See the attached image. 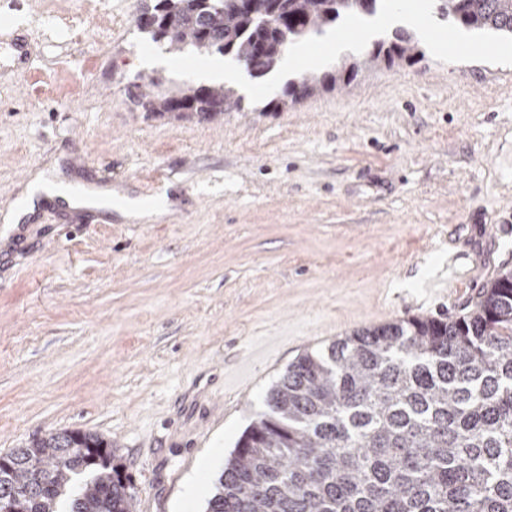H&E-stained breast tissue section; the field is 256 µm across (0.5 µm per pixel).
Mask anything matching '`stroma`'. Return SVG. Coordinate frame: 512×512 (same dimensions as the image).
<instances>
[{
    "mask_svg": "<svg viewBox=\"0 0 512 512\" xmlns=\"http://www.w3.org/2000/svg\"><path fill=\"white\" fill-rule=\"evenodd\" d=\"M140 0H0V453L96 433L135 512H204L267 390L353 330L459 314L512 268V66L359 62L283 112L210 121L132 102L193 87L142 65ZM114 204L161 179L171 217L44 200L36 174Z\"/></svg>",
    "mask_w": 512,
    "mask_h": 512,
    "instance_id": "1",
    "label": "stroma"
}]
</instances>
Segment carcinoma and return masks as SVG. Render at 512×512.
I'll return each mask as SVG.
<instances>
[{
    "mask_svg": "<svg viewBox=\"0 0 512 512\" xmlns=\"http://www.w3.org/2000/svg\"><path fill=\"white\" fill-rule=\"evenodd\" d=\"M377 0H152L138 30L174 53L232 54L271 72L287 46L324 34ZM464 28L512 34V0H438ZM398 34L371 57L415 55ZM359 64L287 83L266 105L284 111L351 80ZM225 85L143 95L148 115L214 119L240 106ZM245 429L205 512H512V269L454 320L411 318L364 327L292 362ZM101 448L88 464L85 449ZM0 501L28 512H133L131 483L99 435L63 430L7 453Z\"/></svg>",
    "mask_w": 512,
    "mask_h": 512,
    "instance_id": "carcinoma-1",
    "label": "carcinoma"
}]
</instances>
